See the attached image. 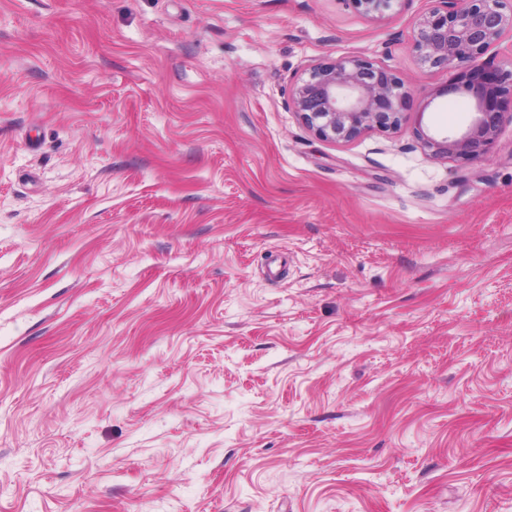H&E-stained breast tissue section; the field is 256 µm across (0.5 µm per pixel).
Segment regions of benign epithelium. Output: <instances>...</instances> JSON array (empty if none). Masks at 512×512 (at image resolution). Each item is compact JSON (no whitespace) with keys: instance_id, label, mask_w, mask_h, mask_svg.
Masks as SVG:
<instances>
[{"instance_id":"benign-epithelium-1","label":"benign epithelium","mask_w":512,"mask_h":512,"mask_svg":"<svg viewBox=\"0 0 512 512\" xmlns=\"http://www.w3.org/2000/svg\"><path fill=\"white\" fill-rule=\"evenodd\" d=\"M367 19L376 20L399 0H351ZM412 36L419 61L434 69L467 68L486 71L483 56L505 35H512V9L506 0H434ZM410 87L373 63L352 58L317 64L296 83L288 108L296 112L318 138L350 141L362 132L391 130L402 120ZM475 117L460 135L436 138L421 134L422 147L437 157L479 159L492 146L503 115L485 112L481 90L474 91Z\"/></svg>"}]
</instances>
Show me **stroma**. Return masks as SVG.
Wrapping results in <instances>:
<instances>
[{
	"label": "stroma",
	"mask_w": 512,
	"mask_h": 512,
	"mask_svg": "<svg viewBox=\"0 0 512 512\" xmlns=\"http://www.w3.org/2000/svg\"><path fill=\"white\" fill-rule=\"evenodd\" d=\"M433 0H0V512H512V122ZM415 86L315 137L309 65ZM476 111L469 128L460 135H446L441 138L421 133V144L425 150L437 157L465 156L472 160L479 159L492 146L495 140L498 123L503 113L490 116L485 112L486 102L478 87L474 91Z\"/></svg>",
	"instance_id": "1"
}]
</instances>
